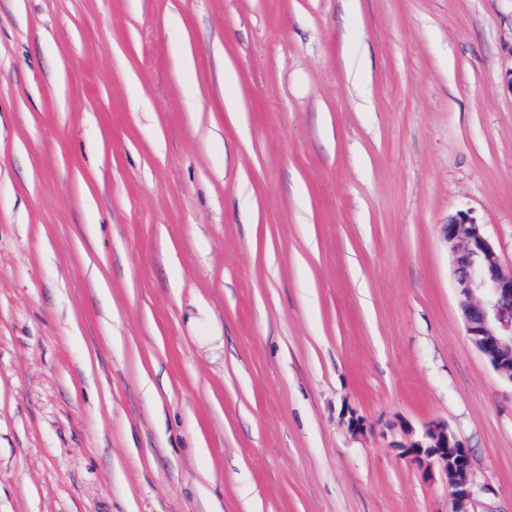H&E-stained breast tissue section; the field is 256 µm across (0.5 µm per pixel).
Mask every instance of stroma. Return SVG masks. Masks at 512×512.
<instances>
[{
    "label": "stroma",
    "instance_id": "stroma-1",
    "mask_svg": "<svg viewBox=\"0 0 512 512\" xmlns=\"http://www.w3.org/2000/svg\"><path fill=\"white\" fill-rule=\"evenodd\" d=\"M512 0H0V512H512ZM368 422L351 433L346 410ZM455 253L454 275L467 335L512 384V267L505 268L482 224L460 212L443 224ZM402 440L393 446L424 477L438 474L445 480L451 502L450 512H471L468 506L475 500L470 478L471 458L465 444L448 429V424L432 422L417 431L411 426L402 430Z\"/></svg>",
    "mask_w": 512,
    "mask_h": 512
}]
</instances>
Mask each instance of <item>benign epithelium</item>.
Masks as SVG:
<instances>
[{
	"label": "benign epithelium",
	"mask_w": 512,
	"mask_h": 512,
	"mask_svg": "<svg viewBox=\"0 0 512 512\" xmlns=\"http://www.w3.org/2000/svg\"><path fill=\"white\" fill-rule=\"evenodd\" d=\"M443 233L455 253L454 275L467 335L493 369L512 383V267L502 265L483 225L466 212L450 217ZM393 447L423 476L445 480L451 512H469L476 495L470 452L447 424L432 422L419 431L406 426Z\"/></svg>",
	"instance_id": "7a95c632"
}]
</instances>
